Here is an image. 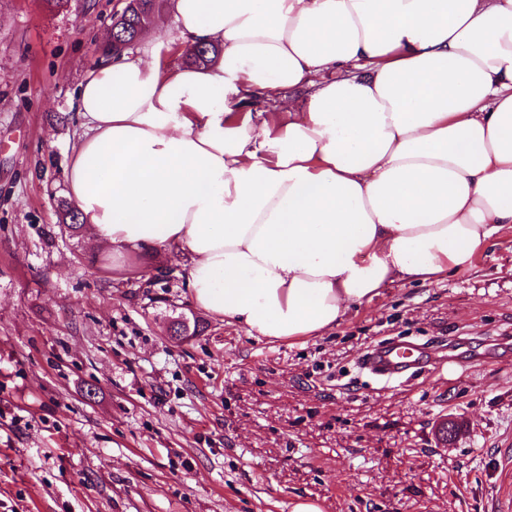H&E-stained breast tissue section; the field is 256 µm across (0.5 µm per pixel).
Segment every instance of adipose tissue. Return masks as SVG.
Instances as JSON below:
<instances>
[{
  "label": "adipose tissue",
  "mask_w": 512,
  "mask_h": 512,
  "mask_svg": "<svg viewBox=\"0 0 512 512\" xmlns=\"http://www.w3.org/2000/svg\"><path fill=\"white\" fill-rule=\"evenodd\" d=\"M168 11L175 43L216 47L211 62L161 64L153 28L75 104L66 195L113 269L145 246L186 255L198 309L294 344L512 228V0Z\"/></svg>",
  "instance_id": "obj_1"
}]
</instances>
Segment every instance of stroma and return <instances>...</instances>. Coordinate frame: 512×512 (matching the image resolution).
<instances>
[{"label": "stroma", "instance_id": "1", "mask_svg": "<svg viewBox=\"0 0 512 512\" xmlns=\"http://www.w3.org/2000/svg\"><path fill=\"white\" fill-rule=\"evenodd\" d=\"M119 0H0V512H497L512 454V230L438 284H395L324 336L196 313L186 256L126 273L58 226L73 103ZM408 342L415 373L365 356ZM465 427L440 448L432 424Z\"/></svg>", "mask_w": 512, "mask_h": 512}]
</instances>
